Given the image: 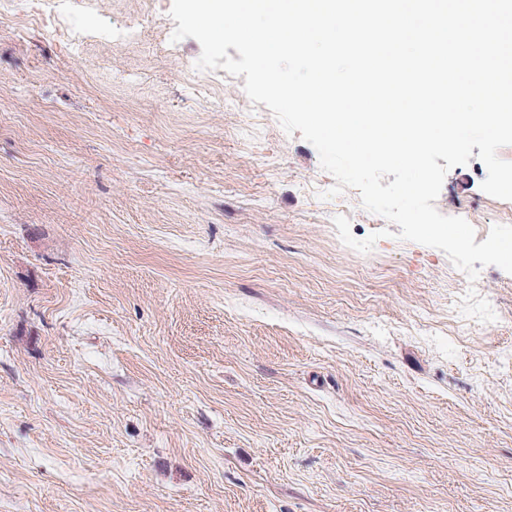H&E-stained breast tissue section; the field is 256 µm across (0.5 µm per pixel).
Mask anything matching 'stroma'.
<instances>
[{
	"instance_id": "obj_1",
	"label": "stroma",
	"mask_w": 512,
	"mask_h": 512,
	"mask_svg": "<svg viewBox=\"0 0 512 512\" xmlns=\"http://www.w3.org/2000/svg\"><path fill=\"white\" fill-rule=\"evenodd\" d=\"M0 15V512H512V275L359 210L195 89L197 40ZM471 158L435 202L502 223Z\"/></svg>"
}]
</instances>
